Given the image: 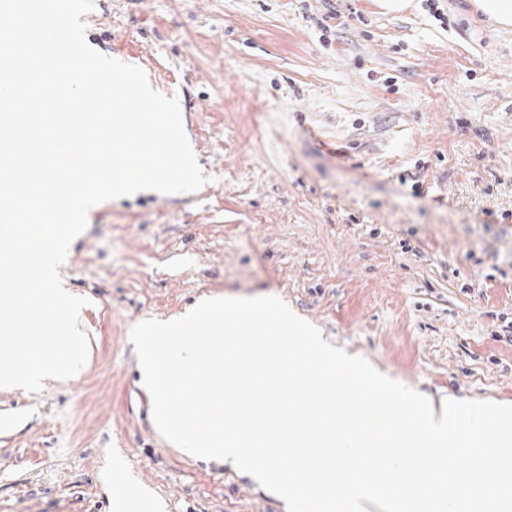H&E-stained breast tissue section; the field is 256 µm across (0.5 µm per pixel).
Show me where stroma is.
Segmentation results:
<instances>
[{
    "instance_id": "obj_1",
    "label": "stroma",
    "mask_w": 512,
    "mask_h": 512,
    "mask_svg": "<svg viewBox=\"0 0 512 512\" xmlns=\"http://www.w3.org/2000/svg\"><path fill=\"white\" fill-rule=\"evenodd\" d=\"M468 3L337 0L325 32L320 0H94L87 43L178 100L208 181L90 209L59 269L88 359L0 388V512H287L154 425L130 333L205 296H279L434 406L512 404V28Z\"/></svg>"
}]
</instances>
